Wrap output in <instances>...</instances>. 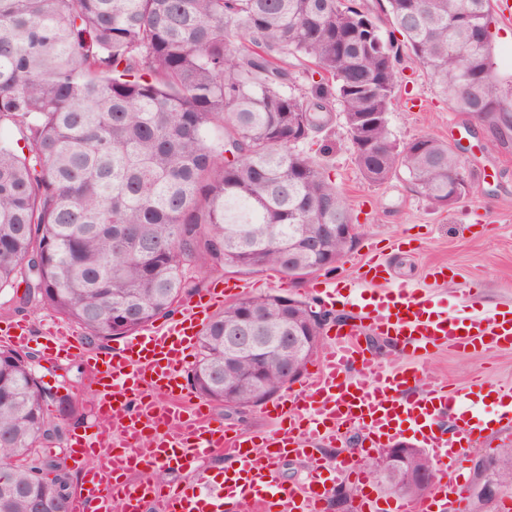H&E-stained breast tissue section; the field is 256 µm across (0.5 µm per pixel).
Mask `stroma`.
Listing matches in <instances>:
<instances>
[{
  "mask_svg": "<svg viewBox=\"0 0 512 512\" xmlns=\"http://www.w3.org/2000/svg\"><path fill=\"white\" fill-rule=\"evenodd\" d=\"M397 96L388 114L393 140L403 144L429 134L456 147L471 175L467 197L442 210L416 193L406 175L381 185L366 183L349 149L343 123L334 119L300 149L323 166L343 191L357 227L352 250L334 270L303 278L273 270L230 274L193 264L187 269L193 284L190 299L230 278L243 284L249 295L279 294L314 302L317 280L356 282L361 261L376 255L388 264L392 283L430 289L439 308L449 315L512 308V141L500 143L486 125L452 111L424 72L406 59L398 66ZM442 267L447 277L435 278V270ZM16 297V289L0 291V326L16 321L30 326L32 341L27 353L47 397V418L61 421L63 403L75 408L74 416L63 421V437L51 444L50 452L64 463L77 485L83 467L71 454L70 436L94 422V386L81 357L52 362L43 352L44 336L61 323V316L37 302L17 308ZM369 347L393 368L417 361L425 385L446 383L467 394L474 381L480 380L493 391L512 389V348L469 353L441 348L417 360L379 336L370 337ZM211 409L225 426L250 435L274 427L260 405L238 411L215 402Z\"/></svg>",
  "mask_w": 512,
  "mask_h": 512,
  "instance_id": "35a3bbf8",
  "label": "stroma"
}]
</instances>
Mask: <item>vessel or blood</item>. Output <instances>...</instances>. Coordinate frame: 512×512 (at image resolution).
Listing matches in <instances>:
<instances>
[{"label":"vessel or blood","mask_w":512,"mask_h":512,"mask_svg":"<svg viewBox=\"0 0 512 512\" xmlns=\"http://www.w3.org/2000/svg\"><path fill=\"white\" fill-rule=\"evenodd\" d=\"M388 274L379 257L364 262L359 279L373 291L361 302L324 280L315 290L328 303L360 305L378 335L423 356L447 346L467 352L512 343L511 309L451 316L434 310L431 297L416 289L386 287ZM240 288L228 281L209 289L179 317L105 353L91 352L74 336H52L54 357L82 355L97 387L93 432L71 436L76 460L87 469L69 512H112L116 501L122 512H324L333 479L354 485L357 512H466L462 463L482 439L480 413L468 411L462 394L448 386L420 388L414 365H386L357 328L336 327L315 370L267 408L276 428L257 437L225 427L186 387L183 371L212 308ZM347 425L366 433L373 452L411 432L440 468L427 494L416 500L379 495L371 473L351 456L298 483L277 479L282 459L309 455L315 445L335 446ZM215 454L224 460L220 482L201 465ZM174 464L194 470L192 489L149 475Z\"/></svg>","instance_id":"vessel-or-blood-1"}]
</instances>
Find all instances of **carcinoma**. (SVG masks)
<instances>
[{"instance_id": "obj_1", "label": "carcinoma", "mask_w": 512, "mask_h": 512, "mask_svg": "<svg viewBox=\"0 0 512 512\" xmlns=\"http://www.w3.org/2000/svg\"><path fill=\"white\" fill-rule=\"evenodd\" d=\"M492 0H384L390 30L355 0H0V291L25 284L97 338L174 311L186 267L290 273L350 251L297 248L323 224L352 223L342 190L296 146L342 117L362 178L398 173L432 206H453L470 178L424 134L398 145L387 115L407 56L455 111L512 133L493 56ZM305 87L292 91L300 81ZM288 297L246 296L205 325L190 370L201 397L258 406L288 386L261 353L224 366V329L245 304L257 335H314ZM264 369L254 393L252 371ZM28 358L0 346V512H68L72 478L43 448L45 416ZM512 491V444L493 452ZM433 472L419 448L386 476L408 498Z\"/></svg>"}]
</instances>
